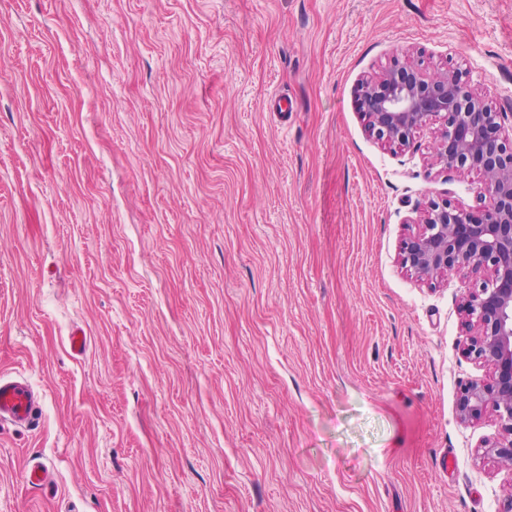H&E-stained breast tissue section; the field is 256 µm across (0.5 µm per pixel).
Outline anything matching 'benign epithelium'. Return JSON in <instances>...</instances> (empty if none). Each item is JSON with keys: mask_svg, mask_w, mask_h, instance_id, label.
<instances>
[{"mask_svg": "<svg viewBox=\"0 0 512 512\" xmlns=\"http://www.w3.org/2000/svg\"><path fill=\"white\" fill-rule=\"evenodd\" d=\"M357 107L372 137L389 148L410 146L433 118L443 121L433 158L450 174L481 178L478 211L431 202L412 220L419 226L401 248L399 263L433 282L456 272L486 278L462 296V353L491 370L460 389L458 418L477 421L493 411L502 437L481 444L483 454L512 468V142H504L493 102L455 70L427 71L413 62L361 82Z\"/></svg>", "mask_w": 512, "mask_h": 512, "instance_id": "obj_1", "label": "benign epithelium"}]
</instances>
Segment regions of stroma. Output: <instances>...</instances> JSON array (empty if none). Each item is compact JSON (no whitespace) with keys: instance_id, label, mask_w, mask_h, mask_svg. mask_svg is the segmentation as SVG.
I'll use <instances>...</instances> for the list:
<instances>
[{"instance_id":"stroma-1","label":"stroma","mask_w":512,"mask_h":512,"mask_svg":"<svg viewBox=\"0 0 512 512\" xmlns=\"http://www.w3.org/2000/svg\"><path fill=\"white\" fill-rule=\"evenodd\" d=\"M409 60L512 127V0H0V512H502L466 285L398 262L479 177L357 109ZM40 405L35 390L23 378L0 375V424L27 428L38 416Z\"/></svg>"}]
</instances>
